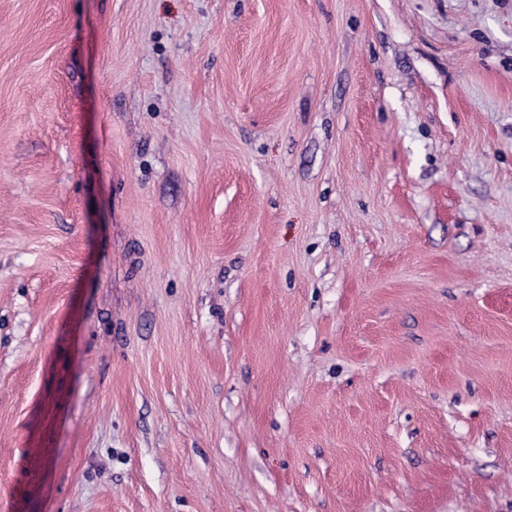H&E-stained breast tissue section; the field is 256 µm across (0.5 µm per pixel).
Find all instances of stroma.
Segmentation results:
<instances>
[{"label":"stroma","mask_w":512,"mask_h":512,"mask_svg":"<svg viewBox=\"0 0 512 512\" xmlns=\"http://www.w3.org/2000/svg\"><path fill=\"white\" fill-rule=\"evenodd\" d=\"M0 512H512V0H0Z\"/></svg>","instance_id":"35a3bbf8"}]
</instances>
